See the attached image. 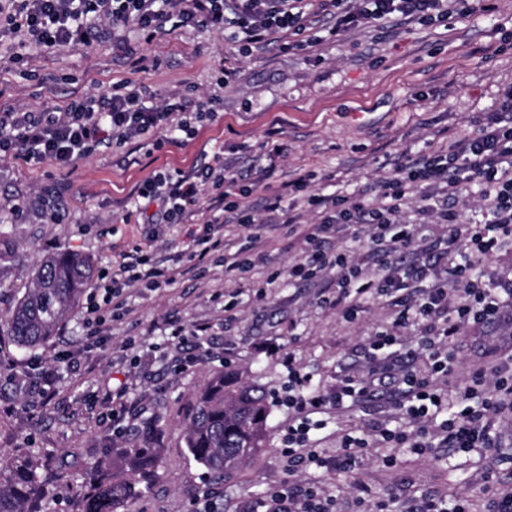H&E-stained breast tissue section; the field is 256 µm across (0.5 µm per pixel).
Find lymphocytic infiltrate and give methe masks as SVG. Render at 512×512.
Listing matches in <instances>:
<instances>
[{"mask_svg": "<svg viewBox=\"0 0 512 512\" xmlns=\"http://www.w3.org/2000/svg\"><path fill=\"white\" fill-rule=\"evenodd\" d=\"M313 3L332 18L330 33L336 37L382 28L394 16L445 23L495 9L493 0H0V11L9 12L14 41L7 51L18 62L33 47H89L99 38L103 21L133 28L147 41L167 25L227 29L242 46L275 40L280 52L290 53L304 47L300 35ZM145 92V86L125 81L107 93L69 99L52 111L0 109V156L66 168L99 147L186 130V121L178 117L181 105L147 106ZM310 181V175H302L287 187L317 213L314 224L284 215L277 194L265 198L268 218L258 224L244 202L242 173L220 159L190 174L155 173L138 189L140 198L160 200V224L183 223L197 212L201 199H208L204 231L193 239L198 259L223 245L226 223L236 224L245 242L225 255L226 276L239 278L267 264L256 245L266 228L285 223L302 242V253L288 268L269 274L265 288L283 280L308 282L329 272L334 303L346 319H356L371 298L395 310L391 325L368 337L364 363L337 376L330 389L314 386L307 374H293L288 388L292 420L283 448L289 478L247 501L242 512H367L364 484L341 501L316 485L298 482V474L312 465L357 474L372 447L485 452L499 447L505 427L512 424V275L487 282L479 272L483 260L512 245V89L476 129L449 146L394 162L390 176L378 183L377 200L326 194ZM473 184L489 214L483 224L463 223L452 205ZM410 209L417 214L412 224L402 220ZM429 223L441 227L432 238L419 232ZM344 238L366 242L376 269L367 268L350 250H328L329 241ZM419 241L434 260L446 261L445 279L436 278L431 263L400 262V254ZM177 275L176 269L157 266L152 246L141 248L136 257L120 256L112 263L103 296L92 297L85 308L91 335L102 332L110 315L121 310L125 288L156 291L172 285ZM476 324L497 326L500 340L463 375L458 354L467 330ZM407 329L418 333L415 348L407 346ZM385 399L402 415V423L374 418L338 432L333 450L311 446L310 433L322 428L323 413Z\"/></svg>", "mask_w": 512, "mask_h": 512, "instance_id": "1", "label": "lymphocytic infiltrate"}]
</instances>
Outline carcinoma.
I'll return each instance as SVG.
<instances>
[{
  "label": "carcinoma",
  "mask_w": 512,
  "mask_h": 512,
  "mask_svg": "<svg viewBox=\"0 0 512 512\" xmlns=\"http://www.w3.org/2000/svg\"><path fill=\"white\" fill-rule=\"evenodd\" d=\"M93 262L82 255L57 253L36 266L32 287L19 300L0 330L6 329L21 349H33L53 336L76 308L94 277ZM266 390L245 383L238 371L224 369L194 398L184 431L185 447L218 482L231 481L251 467L268 447ZM159 449L129 443L112 449L81 486L83 512H118L140 493L152 476ZM46 475L39 458L26 450L12 462L0 463V512H39Z\"/></svg>",
  "instance_id": "obj_1"
}]
</instances>
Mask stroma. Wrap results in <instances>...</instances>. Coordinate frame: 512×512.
I'll return each instance as SVG.
<instances>
[{
    "instance_id": "stroma-1",
    "label": "stroma",
    "mask_w": 512,
    "mask_h": 512,
    "mask_svg": "<svg viewBox=\"0 0 512 512\" xmlns=\"http://www.w3.org/2000/svg\"><path fill=\"white\" fill-rule=\"evenodd\" d=\"M495 2L496 11L448 27L411 23L336 39L328 35L329 21L314 22L304 34L311 48L290 54L272 46L243 54L224 32L188 27L149 42L120 28L87 48L34 50L17 64L0 57V102L23 108L107 92L121 80L144 84L151 106L223 96L214 120L197 124L191 137L174 133L159 148L130 142L62 170L0 158V316L12 312L31 286L36 261L49 254L89 257L102 275L113 257L135 254L155 232L156 261L179 271L164 290L128 288L127 312L92 349L84 347L88 331L79 309L36 349H19L0 336V458L29 448L39 453L48 477L41 512H83L86 474L113 446L140 437L152 415L162 418L155 441L161 459L122 512H199L205 495L218 512H239L244 501L287 478L280 448L290 371L331 386L361 361L367 336L389 322V308L371 299L358 320L346 321L320 302L333 284L328 275L260 295L256 281L301 253L287 226L264 236L268 266L248 279H228L216 256L192 255L190 235L200 229L195 219L153 227L158 205L137 200L136 190L155 172H187L220 151L225 165L245 172L274 166L269 189L281 193L283 209L302 223L315 222L298 194L285 191L288 180L309 172L315 186L330 181L353 192L389 176L385 159L449 144L496 108L512 86V46L502 41L503 28L512 25V0ZM270 139L285 146L273 162L262 149ZM266 190H253L248 203L261 207ZM176 324L209 325L211 336L187 356L169 339ZM66 339L80 349L82 367L62 373L54 398L43 402L41 373L56 365ZM226 366L243 381L264 385L271 408L268 448L223 484L187 452L183 433L195 392ZM384 454L374 449L371 465L354 478L324 468L310 469L308 477L343 497L359 483L395 485L406 498L458 490L473 512L490 492L481 477L488 460L477 454L408 451L393 468L383 465Z\"/></svg>"
}]
</instances>
